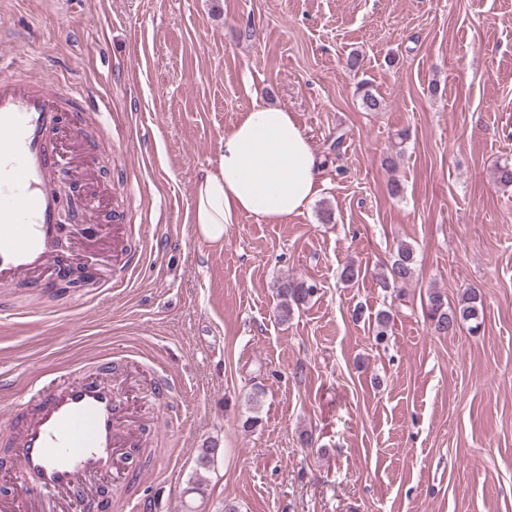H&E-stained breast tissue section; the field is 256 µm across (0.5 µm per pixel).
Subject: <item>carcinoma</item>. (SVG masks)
Instances as JSON below:
<instances>
[{"mask_svg": "<svg viewBox=\"0 0 512 512\" xmlns=\"http://www.w3.org/2000/svg\"><path fill=\"white\" fill-rule=\"evenodd\" d=\"M415 256L412 247L402 244L389 264L385 265L381 276L384 288H398L408 282L415 272ZM317 291L313 282L285 280L278 284L277 295L280 303L277 316L286 321L292 312V305L305 302ZM425 317L430 327L440 336L454 333L462 325L475 332L484 324L483 305L478 291L466 288L454 305L449 304L448 296L440 291H432L428 295Z\"/></svg>", "mask_w": 512, "mask_h": 512, "instance_id": "1", "label": "carcinoma"}]
</instances>
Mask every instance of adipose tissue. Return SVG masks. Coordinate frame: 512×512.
Returning <instances> with one entry per match:
<instances>
[{
  "mask_svg": "<svg viewBox=\"0 0 512 512\" xmlns=\"http://www.w3.org/2000/svg\"><path fill=\"white\" fill-rule=\"evenodd\" d=\"M320 185V162L294 115L257 105L225 135L217 172L198 182L194 222L218 241L241 217L276 222L302 212Z\"/></svg>",
  "mask_w": 512,
  "mask_h": 512,
  "instance_id": "ef3b65f1",
  "label": "adipose tissue"
}]
</instances>
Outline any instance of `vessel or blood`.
Wrapping results in <instances>:
<instances>
[{"label": "vessel or blood", "instance_id": "obj_1", "mask_svg": "<svg viewBox=\"0 0 512 512\" xmlns=\"http://www.w3.org/2000/svg\"><path fill=\"white\" fill-rule=\"evenodd\" d=\"M0 67V288H39L75 261L52 247L60 188L51 171L64 159L80 179L92 178L81 134L64 121L80 101L72 91L49 92L31 72L12 74V57L0 58ZM113 376L111 361L99 358L32 391L30 411L9 420L1 441L22 483L0 492V512H99L102 479L122 474L143 438L129 425ZM149 396L180 413L173 378L153 379Z\"/></svg>", "mask_w": 512, "mask_h": 512}]
</instances>
